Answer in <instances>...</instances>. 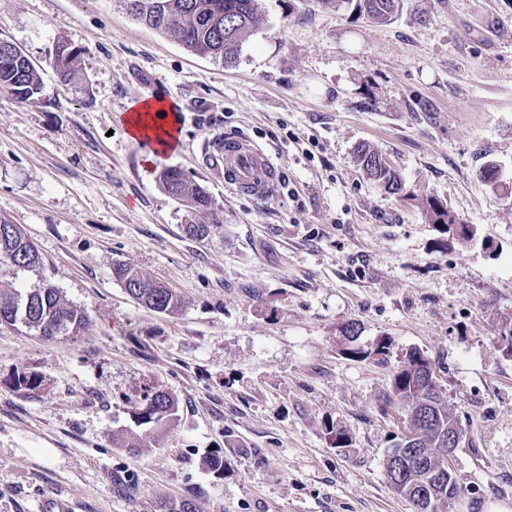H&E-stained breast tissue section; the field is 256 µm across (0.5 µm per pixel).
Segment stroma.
<instances>
[{
	"mask_svg": "<svg viewBox=\"0 0 512 512\" xmlns=\"http://www.w3.org/2000/svg\"><path fill=\"white\" fill-rule=\"evenodd\" d=\"M0 37L42 79L27 102L0 90V216L42 257L18 273L0 262V288L47 280L89 318L69 337L0 326V512H166L186 499L194 512H413L384 468L406 415L381 399L414 350L465 433L452 459L462 492L436 512H512L500 341L512 323V0H403L387 24L350 0H261L230 65L117 0H0ZM61 39L83 50L74 87L49 64ZM156 94L181 125L177 149L151 161L124 117ZM226 135L272 154L275 197L236 195L207 167ZM363 144L407 196L364 176ZM491 162L500 195L480 178ZM164 167L212 195L208 238L185 236ZM428 196L470 238L429 223ZM118 263L181 307L137 304ZM147 386L179 405L157 431L131 419Z\"/></svg>",
	"mask_w": 512,
	"mask_h": 512,
	"instance_id": "35a3bbf8",
	"label": "stroma"
}]
</instances>
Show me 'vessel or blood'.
Here are the masks:
<instances>
[{"instance_id": "obj_1", "label": "vessel or blood", "mask_w": 512, "mask_h": 512, "mask_svg": "<svg viewBox=\"0 0 512 512\" xmlns=\"http://www.w3.org/2000/svg\"><path fill=\"white\" fill-rule=\"evenodd\" d=\"M214 148L211 160L223 164L226 188L257 199L275 196L280 172L265 149L241 135L225 136Z\"/></svg>"}]
</instances>
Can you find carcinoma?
Wrapping results in <instances>:
<instances>
[{
	"mask_svg": "<svg viewBox=\"0 0 512 512\" xmlns=\"http://www.w3.org/2000/svg\"><path fill=\"white\" fill-rule=\"evenodd\" d=\"M363 9L381 23L392 20L400 8V0H356ZM134 19L163 33L171 41L202 56L229 63L236 59L243 40L260 19V0H119ZM58 55L52 67L61 82L77 81L82 50L66 41L57 44ZM0 89L16 99L28 101L41 90L38 66L14 43L0 39ZM357 159L367 178L391 194L406 191L400 175L389 165L381 163L383 155L367 145L358 150ZM162 189L178 199L192 214L212 211L214 201L207 188L193 183L176 168H165L159 174ZM425 215L443 231L457 224L455 216L433 196L422 202ZM213 225L193 220L183 225V232L192 239H205ZM0 258L16 271H32L42 259L33 243L20 227L0 219ZM113 274L128 295L137 303L158 313H170L181 306V299L160 282L145 277L138 270L117 264ZM23 327L42 336H74L86 330L89 320L84 310L72 305L50 282L23 290L0 289V325ZM429 360L411 352L398 367L392 384L393 395L402 402L407 417V429L425 431L418 445L426 465L408 471L400 483H391L401 496L409 497L411 490L422 491L439 501L451 499L461 492L448 484L437 483L431 477L447 456L448 425L456 420L448 412L443 393L432 380L414 385L411 367H419ZM178 403L164 390L148 386L142 390L140 401L131 413L134 423L158 429L176 416Z\"/></svg>",
	"mask_w": 512,
	"mask_h": 512,
	"instance_id": "carcinoma-1",
	"label": "carcinoma"
}]
</instances>
